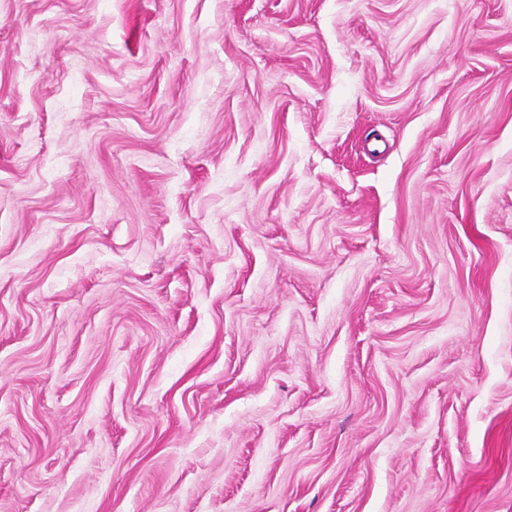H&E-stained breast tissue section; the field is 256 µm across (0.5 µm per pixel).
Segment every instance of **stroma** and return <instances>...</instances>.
I'll return each instance as SVG.
<instances>
[{
	"label": "stroma",
	"instance_id": "obj_1",
	"mask_svg": "<svg viewBox=\"0 0 512 512\" xmlns=\"http://www.w3.org/2000/svg\"><path fill=\"white\" fill-rule=\"evenodd\" d=\"M0 512H512V0H0Z\"/></svg>",
	"mask_w": 512,
	"mask_h": 512
}]
</instances>
